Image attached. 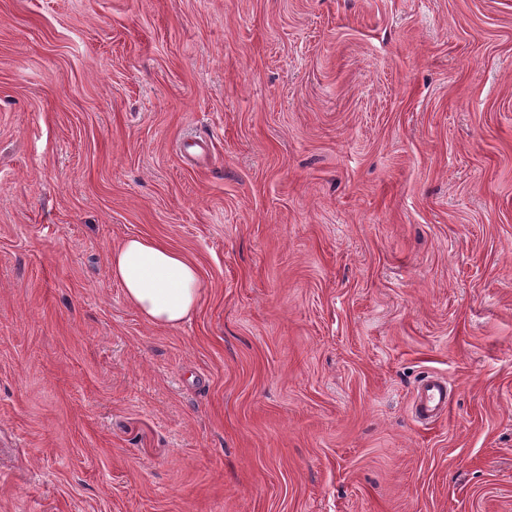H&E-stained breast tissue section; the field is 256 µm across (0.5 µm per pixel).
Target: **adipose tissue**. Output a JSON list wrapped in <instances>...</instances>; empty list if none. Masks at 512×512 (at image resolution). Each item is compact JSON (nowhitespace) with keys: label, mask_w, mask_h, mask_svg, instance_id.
<instances>
[{"label":"adipose tissue","mask_w":512,"mask_h":512,"mask_svg":"<svg viewBox=\"0 0 512 512\" xmlns=\"http://www.w3.org/2000/svg\"><path fill=\"white\" fill-rule=\"evenodd\" d=\"M110 274L148 323L175 327L195 312L202 294L197 267L163 240L129 237L109 257Z\"/></svg>","instance_id":"ef3b65f1"}]
</instances>
